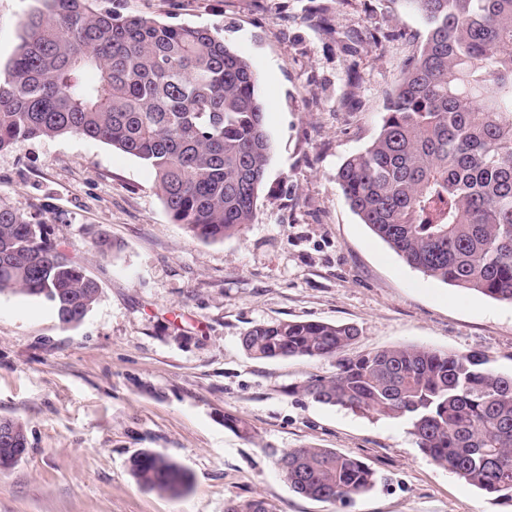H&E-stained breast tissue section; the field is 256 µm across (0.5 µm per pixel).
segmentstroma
Segmentation results:
<instances>
[{
  "label": "stroma",
  "mask_w": 512,
  "mask_h": 512,
  "mask_svg": "<svg viewBox=\"0 0 512 512\" xmlns=\"http://www.w3.org/2000/svg\"><path fill=\"white\" fill-rule=\"evenodd\" d=\"M328 8L325 22L314 16ZM39 0H0V68ZM99 11L221 29L260 76L272 154L251 224L219 241L173 223L152 169L100 141L37 138L0 151V206L44 225L100 287L65 327L43 301L0 295V418L26 455L0 472V512H512L425 458L406 424L298 392L335 360L254 359L257 323L356 325L345 356L402 345L482 352L512 373V303L423 276L351 210L335 180L377 136L427 30L404 0H93ZM112 240L100 256L99 234ZM234 415L250 431L224 425ZM332 448L380 481L355 501L293 492L273 456ZM163 453L179 495L139 486L131 461Z\"/></svg>",
  "instance_id": "1"
}]
</instances>
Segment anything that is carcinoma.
Returning <instances> with one entry per match:
<instances>
[{"label": "carcinoma", "instance_id": "cac0c4a2", "mask_svg": "<svg viewBox=\"0 0 512 512\" xmlns=\"http://www.w3.org/2000/svg\"><path fill=\"white\" fill-rule=\"evenodd\" d=\"M21 21L0 77V151L76 135L144 161L166 210L194 237L222 240L252 221L270 159L260 77L221 30L171 25L92 0H40ZM427 35L390 95L379 134L336 171L361 222L423 275L512 302V0H405ZM50 305L79 325L100 288L43 226L0 207V294ZM353 324L278 321L241 338L256 359H336L297 390L407 423L420 451L495 500L512 501V374L483 353L398 346L340 356ZM289 488L318 501L372 490L376 472L332 448L274 455ZM131 473L179 494L185 469L145 449ZM224 512H273L262 498Z\"/></svg>", "mask_w": 512, "mask_h": 512}]
</instances>
